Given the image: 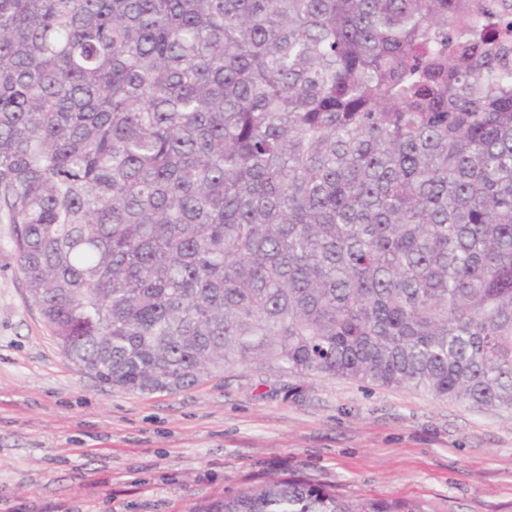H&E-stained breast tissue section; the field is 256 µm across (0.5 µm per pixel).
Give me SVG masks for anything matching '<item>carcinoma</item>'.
Here are the masks:
<instances>
[{"label":"carcinoma","mask_w":512,"mask_h":512,"mask_svg":"<svg viewBox=\"0 0 512 512\" xmlns=\"http://www.w3.org/2000/svg\"><path fill=\"white\" fill-rule=\"evenodd\" d=\"M0 222L64 357L512 414V0H0ZM193 512H430L276 478Z\"/></svg>","instance_id":"1"}]
</instances>
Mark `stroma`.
Returning <instances> with one entry per match:
<instances>
[{
    "mask_svg": "<svg viewBox=\"0 0 512 512\" xmlns=\"http://www.w3.org/2000/svg\"><path fill=\"white\" fill-rule=\"evenodd\" d=\"M0 223V512H191L289 474L433 512H512V414L241 367L174 394L69 362Z\"/></svg>",
    "mask_w": 512,
    "mask_h": 512,
    "instance_id": "obj_1",
    "label": "stroma"
}]
</instances>
